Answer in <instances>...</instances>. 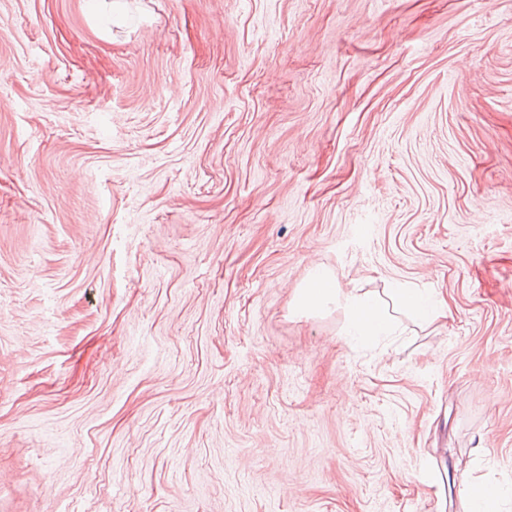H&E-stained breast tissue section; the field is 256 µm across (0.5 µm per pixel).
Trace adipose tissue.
Here are the masks:
<instances>
[{"mask_svg": "<svg viewBox=\"0 0 512 512\" xmlns=\"http://www.w3.org/2000/svg\"><path fill=\"white\" fill-rule=\"evenodd\" d=\"M300 307L319 310L330 305L343 309L347 334L355 339L389 336L395 325L379 299L367 294L344 290L335 275L324 265L317 264L298 294Z\"/></svg>", "mask_w": 512, "mask_h": 512, "instance_id": "1", "label": "adipose tissue"}]
</instances>
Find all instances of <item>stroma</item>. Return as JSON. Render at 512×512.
I'll return each instance as SVG.
<instances>
[{"label": "stroma", "instance_id": "stroma-1", "mask_svg": "<svg viewBox=\"0 0 512 512\" xmlns=\"http://www.w3.org/2000/svg\"><path fill=\"white\" fill-rule=\"evenodd\" d=\"M344 289L446 300L346 336ZM512 487V0H0V512H468ZM298 303L308 310L329 305L342 308L347 320V335L353 339L391 336L395 332L394 322L379 299L344 290L335 275L322 264L311 269L308 280L299 289ZM392 302L411 310L423 320L433 322L445 316L443 305L434 297L423 294L420 288H392ZM465 491L470 499L472 512H495L496 502L506 495L509 490L497 487L480 488L466 482Z\"/></svg>", "mask_w": 512, "mask_h": 512}]
</instances>
